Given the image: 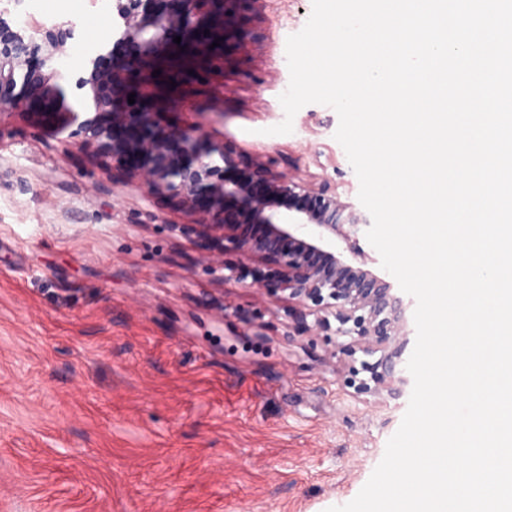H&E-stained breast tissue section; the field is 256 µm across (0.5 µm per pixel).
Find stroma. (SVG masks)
I'll return each mask as SVG.
<instances>
[{
    "label": "stroma",
    "mask_w": 512,
    "mask_h": 512,
    "mask_svg": "<svg viewBox=\"0 0 512 512\" xmlns=\"http://www.w3.org/2000/svg\"><path fill=\"white\" fill-rule=\"evenodd\" d=\"M1 9L20 27L73 21L74 76L118 37L112 0ZM311 10L242 9V38L184 74L167 120L354 200L334 109L305 105L292 133L268 132ZM193 221L111 159L65 149L40 115L0 116V512H327L382 460L408 396L346 387L322 339L289 335L278 305L200 262Z\"/></svg>",
    "instance_id": "stroma-1"
}]
</instances>
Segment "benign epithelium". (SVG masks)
<instances>
[{
    "label": "benign epithelium",
    "instance_id": "benign-epithelium-1",
    "mask_svg": "<svg viewBox=\"0 0 512 512\" xmlns=\"http://www.w3.org/2000/svg\"><path fill=\"white\" fill-rule=\"evenodd\" d=\"M255 2L112 0L114 46L132 47L135 59L114 67L113 50L102 49L86 60L75 81L85 110L68 102L69 75L60 64L75 24L17 28L0 13V115L33 107L64 141L110 155L147 189L181 198L198 217L202 263L216 268L220 251L235 250L241 261L224 266V282L248 281L261 297L283 304L288 334L333 344L329 359L342 365L343 382L355 393L397 397L406 383L398 370L408 344L403 302L359 248V235L370 226L365 212L328 179L280 174L260 157L243 165L216 141L201 152L206 131L162 122L170 103L152 76L155 68L167 67L175 81L184 55L223 53V43L237 34L236 15ZM132 93L151 94L155 103L132 110ZM245 224L262 225L264 235L244 233ZM340 336L348 341H337Z\"/></svg>",
    "mask_w": 512,
    "mask_h": 512
}]
</instances>
